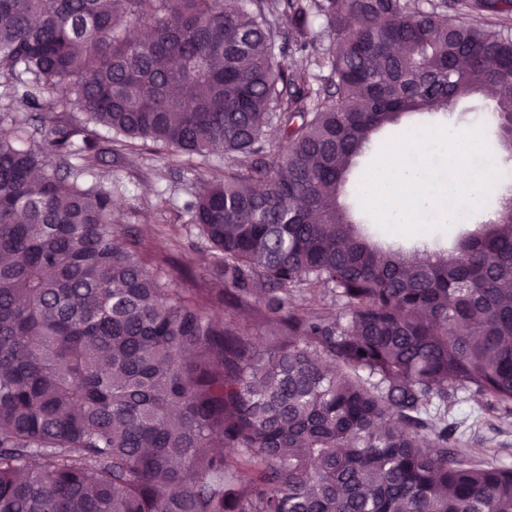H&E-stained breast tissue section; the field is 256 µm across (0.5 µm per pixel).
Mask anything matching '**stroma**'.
Listing matches in <instances>:
<instances>
[{"label":"stroma","mask_w":512,"mask_h":512,"mask_svg":"<svg viewBox=\"0 0 512 512\" xmlns=\"http://www.w3.org/2000/svg\"><path fill=\"white\" fill-rule=\"evenodd\" d=\"M431 123L426 115H405L399 126L376 134L370 150L354 160L340 201L358 222L368 223L369 218L356 185L384 144L405 128ZM98 172L112 190L117 216L143 239L150 253L165 258L164 271L171 279L182 280L188 273L209 279L218 255L190 224L182 204L202 189L205 180L223 174V156L189 157L134 140L118 154L106 156ZM449 417L458 425L461 447L475 457L512 467V415L486 407L479 396L461 392L449 408Z\"/></svg>","instance_id":"stroma-1"}]
</instances>
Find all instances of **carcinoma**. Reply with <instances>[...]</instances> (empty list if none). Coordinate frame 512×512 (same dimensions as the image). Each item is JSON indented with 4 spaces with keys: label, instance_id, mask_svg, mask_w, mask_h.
<instances>
[{
    "label": "carcinoma",
    "instance_id": "1",
    "mask_svg": "<svg viewBox=\"0 0 512 512\" xmlns=\"http://www.w3.org/2000/svg\"><path fill=\"white\" fill-rule=\"evenodd\" d=\"M511 17L512 0H0V86L26 76L6 117L26 122L18 100L44 130L0 138V512H512V468L448 448L455 392L512 415V197L451 250L378 246L337 203L375 132L475 91L512 155ZM69 110L113 138L76 142ZM120 137L224 155L187 203L220 254L210 280L170 287L112 190L78 180ZM256 281L274 343L235 318ZM318 288L336 316L297 303Z\"/></svg>",
    "mask_w": 512,
    "mask_h": 512
}]
</instances>
